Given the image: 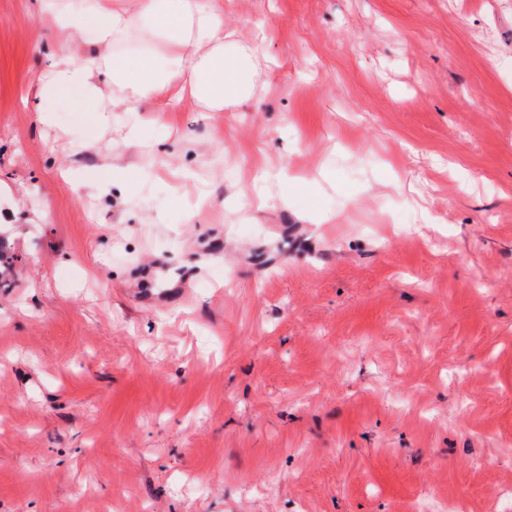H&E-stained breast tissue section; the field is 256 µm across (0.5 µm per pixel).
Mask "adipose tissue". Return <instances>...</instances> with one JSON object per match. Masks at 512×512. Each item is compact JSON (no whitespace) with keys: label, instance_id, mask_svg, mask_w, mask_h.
Here are the masks:
<instances>
[{"label":"adipose tissue","instance_id":"adipose-tissue-1","mask_svg":"<svg viewBox=\"0 0 512 512\" xmlns=\"http://www.w3.org/2000/svg\"><path fill=\"white\" fill-rule=\"evenodd\" d=\"M54 20L56 46L48 72L31 85L39 120L43 103L74 98L106 127L115 107L145 112L160 99H191L204 111L233 110L251 101L264 78L256 49L233 46L224 32L221 0H41ZM92 31V54L77 56L74 38ZM155 42L160 52L126 54Z\"/></svg>","mask_w":512,"mask_h":512}]
</instances>
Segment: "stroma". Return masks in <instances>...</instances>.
I'll return each mask as SVG.
<instances>
[{
	"label": "stroma",
	"mask_w": 512,
	"mask_h": 512,
	"mask_svg": "<svg viewBox=\"0 0 512 512\" xmlns=\"http://www.w3.org/2000/svg\"><path fill=\"white\" fill-rule=\"evenodd\" d=\"M222 7L257 99L100 131L0 0V512H501L512 0Z\"/></svg>",
	"instance_id": "35a3bbf8"
}]
</instances>
